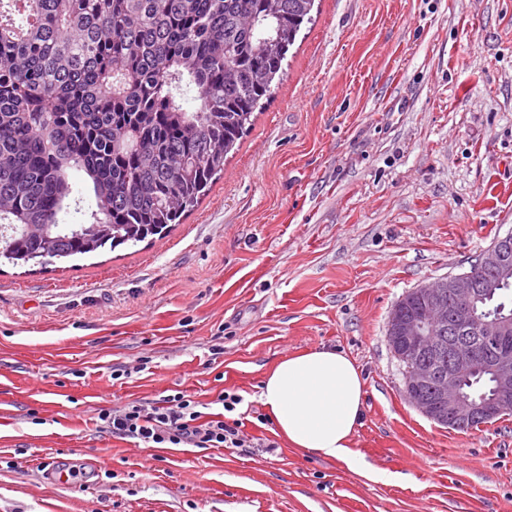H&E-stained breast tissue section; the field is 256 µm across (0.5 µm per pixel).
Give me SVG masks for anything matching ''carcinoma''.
I'll use <instances>...</instances> for the list:
<instances>
[{
    "instance_id": "carcinoma-1",
    "label": "carcinoma",
    "mask_w": 512,
    "mask_h": 512,
    "mask_svg": "<svg viewBox=\"0 0 512 512\" xmlns=\"http://www.w3.org/2000/svg\"><path fill=\"white\" fill-rule=\"evenodd\" d=\"M314 4L0 0V260L43 265L181 223L272 97Z\"/></svg>"
}]
</instances>
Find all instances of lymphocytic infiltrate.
I'll use <instances>...</instances> for the list:
<instances>
[{"instance_id": "lymphocytic-infiltrate-1", "label": "lymphocytic infiltrate", "mask_w": 512, "mask_h": 512, "mask_svg": "<svg viewBox=\"0 0 512 512\" xmlns=\"http://www.w3.org/2000/svg\"><path fill=\"white\" fill-rule=\"evenodd\" d=\"M217 402L220 412H204L198 401L179 390L156 403L133 401L100 410L98 428L141 448H236L249 453L266 447V440L242 431L243 422L235 416L241 395L224 391Z\"/></svg>"}]
</instances>
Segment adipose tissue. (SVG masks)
<instances>
[{
  "instance_id": "adipose-tissue-1",
  "label": "adipose tissue",
  "mask_w": 512,
  "mask_h": 512,
  "mask_svg": "<svg viewBox=\"0 0 512 512\" xmlns=\"http://www.w3.org/2000/svg\"><path fill=\"white\" fill-rule=\"evenodd\" d=\"M365 381L355 363L328 347L298 353L267 372L261 399L278 434L296 448L352 463Z\"/></svg>"
}]
</instances>
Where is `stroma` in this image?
<instances>
[{"label":"stroma","mask_w":512,"mask_h":512,"mask_svg":"<svg viewBox=\"0 0 512 512\" xmlns=\"http://www.w3.org/2000/svg\"><path fill=\"white\" fill-rule=\"evenodd\" d=\"M313 15L182 223L0 265V512H512V416L433 423L386 339L403 295L512 232V0H316ZM321 346L365 379L353 468L280 439L260 400L280 360ZM173 390L237 392L245 433L277 450L97 431L100 409ZM49 462L80 476L56 484Z\"/></svg>","instance_id":"35a3bbf8"}]
</instances>
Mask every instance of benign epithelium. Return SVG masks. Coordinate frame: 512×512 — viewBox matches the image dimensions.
Returning <instances> with one entry per match:
<instances>
[{
  "instance_id": "benign-epithelium-1",
  "label": "benign epithelium",
  "mask_w": 512,
  "mask_h": 512,
  "mask_svg": "<svg viewBox=\"0 0 512 512\" xmlns=\"http://www.w3.org/2000/svg\"><path fill=\"white\" fill-rule=\"evenodd\" d=\"M491 271L495 279L480 280L475 270ZM512 278V233L496 239L469 271L421 285L411 294L423 298L417 312L401 305L388 322L387 340L393 346L425 358L407 369L405 392L409 402L432 422L454 429L512 416V356L493 353L479 362L477 349L512 333V315L480 314L478 298L495 280ZM441 334L448 339L436 341ZM492 373L494 393L486 403L469 400L462 377L479 365Z\"/></svg>"
}]
</instances>
